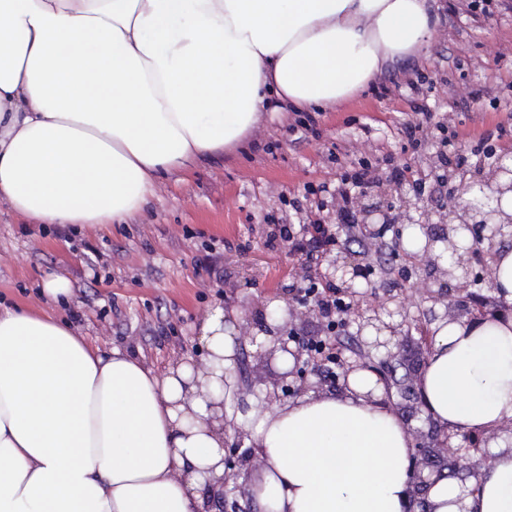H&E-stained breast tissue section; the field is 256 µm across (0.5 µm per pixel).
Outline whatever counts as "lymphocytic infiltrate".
<instances>
[{"label": "lymphocytic infiltrate", "instance_id": "f902f5d3", "mask_svg": "<svg viewBox=\"0 0 512 512\" xmlns=\"http://www.w3.org/2000/svg\"><path fill=\"white\" fill-rule=\"evenodd\" d=\"M376 167L367 160L360 161L357 169L341 173L335 185L324 183L309 187L312 195L331 193L336 201V223H326L320 209L310 208L305 212L306 222L302 227L274 218L281 239L287 240L291 252L299 253L305 270L301 286L295 294L303 302L314 305L326 322L332 323L344 315L347 301L341 289L332 282L321 280L318 266L322 256L340 241L355 242L369 246L372 240L365 225L356 221L358 193H366L378 187Z\"/></svg>", "mask_w": 512, "mask_h": 512}]
</instances>
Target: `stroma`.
Masks as SVG:
<instances>
[{
	"mask_svg": "<svg viewBox=\"0 0 512 512\" xmlns=\"http://www.w3.org/2000/svg\"><path fill=\"white\" fill-rule=\"evenodd\" d=\"M407 67L432 83L420 104L403 90L384 95L374 86L322 113L318 136L303 138L289 129L287 110L265 113L237 148L160 175L129 223L81 226L63 238L58 226L42 228L1 209L0 305L63 319L101 350L131 353L159 373L189 356L202 360L198 327L210 307L222 305L237 320L241 375L252 385L238 390L225 417L227 428L242 427L283 371L279 358L254 357L251 338L264 330L272 302H292L295 284L287 243L266 244V215L289 214L290 200L307 186L335 182L359 159L401 164L439 151L435 126L420 146L404 137L418 111L436 123L454 119L465 145L512 125V10L441 21L425 54ZM478 89L485 95L476 101ZM452 100L460 104L453 114ZM211 248L224 257L214 273L201 265ZM50 277L67 282L69 296L45 294ZM443 315V307L417 300L401 359L418 361L424 335Z\"/></svg>",
	"mask_w": 512,
	"mask_h": 512,
	"instance_id": "35a3bbf8",
	"label": "stroma"
}]
</instances>
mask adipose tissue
<instances>
[{
    "instance_id": "obj_1",
    "label": "adipose tissue",
    "mask_w": 512,
    "mask_h": 512,
    "mask_svg": "<svg viewBox=\"0 0 512 512\" xmlns=\"http://www.w3.org/2000/svg\"><path fill=\"white\" fill-rule=\"evenodd\" d=\"M436 0H0V206L40 224H121L161 173L235 147L272 100L324 109L419 56ZM202 365L156 375L69 325L0 309V512H215L214 416L237 330L203 319ZM342 394L251 414L261 512H405L413 440L368 369ZM458 433L512 418V318L433 327L419 386ZM475 488L439 477L434 512H512V451Z\"/></svg>"
}]
</instances>
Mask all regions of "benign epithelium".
<instances>
[{"label":"benign epithelium","mask_w":512,"mask_h":512,"mask_svg":"<svg viewBox=\"0 0 512 512\" xmlns=\"http://www.w3.org/2000/svg\"><path fill=\"white\" fill-rule=\"evenodd\" d=\"M506 160L505 155L494 153L481 158L467 177L458 176V169L454 167L448 168L444 174L451 202L448 203V212L442 215V220L446 223L454 217L460 219L461 228L470 234V243L464 248L459 246L452 235L457 230L453 225L448 226V230L444 232L428 233V241L421 255L427 259L434 271L433 280L418 283L414 288L425 300L445 307L444 319L448 323L462 317L479 321L502 312L500 306L484 308L479 313L473 312L463 292L464 287L474 279L488 290H496L495 255L491 250L496 242L512 238V216L501 207L504 193L512 191V165L507 164ZM471 189H477L487 196L492 205L488 208L474 205L472 200L465 197ZM395 190L398 192L397 206L388 207L382 201L359 202L360 223L370 225L372 233L379 234L393 224L414 223L415 219L411 215L413 211L418 213L420 219H428L429 202L423 198L422 189L414 191V201L403 195V186L399 185ZM438 243L444 245V251L455 254L456 260L452 265L442 266L441 255L434 253ZM485 251L489 252V258L483 263L484 273L478 274L474 272V259ZM324 276L338 282L343 294L351 300L350 317L357 326L358 334L362 336L366 332L374 333L373 338L363 341L367 356L382 350L388 358L397 357L405 337L403 326L408 323L409 308L412 305L409 289L401 290L395 298L396 306L393 309L385 302L364 305L360 302L364 293L359 288L374 287L369 266L348 257H337L328 262ZM300 340V336H292L288 340L281 337L274 340L271 347H260L256 350L255 355L259 359L280 351L291 355L294 360V366L281 375V386L267 391L262 402L270 404L279 400L282 395L297 397L319 388L324 382L320 373H315L316 380L313 381L306 370L300 367L303 356ZM291 341L295 343L293 348L289 347ZM339 362L340 374L336 375V381L340 382L343 390L349 389L348 380L352 373L368 368L363 357L348 359L341 356ZM496 437L494 432L489 436L483 432L477 435L458 434L433 426L431 448L432 457L437 459V464L427 462L422 467L414 466L411 471L413 491L421 493L428 490L435 483L442 468L452 472L466 470L471 476H477L478 471L470 467V461L477 456L486 461L493 460L489 444Z\"/></svg>","instance_id":"7a95c632"}]
</instances>
